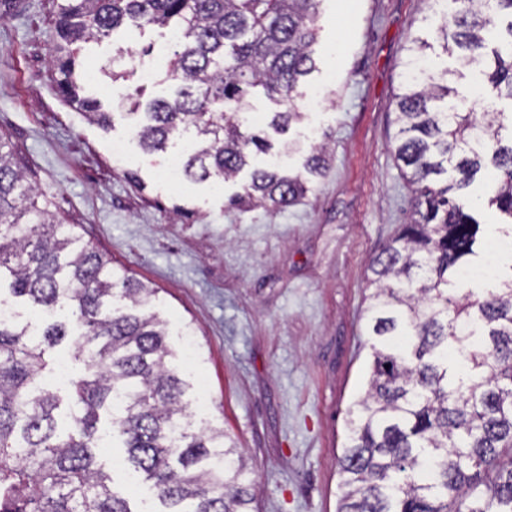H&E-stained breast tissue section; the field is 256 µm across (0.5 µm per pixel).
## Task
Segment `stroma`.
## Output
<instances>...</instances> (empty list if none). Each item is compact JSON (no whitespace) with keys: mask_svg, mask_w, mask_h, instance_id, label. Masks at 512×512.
Wrapping results in <instances>:
<instances>
[{"mask_svg":"<svg viewBox=\"0 0 512 512\" xmlns=\"http://www.w3.org/2000/svg\"><path fill=\"white\" fill-rule=\"evenodd\" d=\"M64 0H16L0 11V138L8 141L39 206L73 225L114 269L154 288L151 311L166 320L168 345L190 384L193 419L222 428L248 462L255 512H336L338 460L348 411L364 394L370 361L364 309L371 259L405 223L412 186L394 157L397 96L408 49L423 45L435 71L475 113L512 101L471 76H457L442 49L429 0H321L315 71L294 94L303 112L274 146L297 172L311 148L329 150L324 175L306 196L279 209L230 205L248 172L213 182L173 184L171 155L144 153L129 124L90 123L58 94L51 62ZM177 45L168 30L129 27L90 45L86 86L105 110L143 88L167 97L169 83L112 80L124 50L163 73ZM125 146L123 158L113 144ZM99 456L112 488L133 512H158L149 483L122 464L111 423Z\"/></svg>","mask_w":512,"mask_h":512,"instance_id":"obj_1","label":"stroma"}]
</instances>
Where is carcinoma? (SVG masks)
Segmentation results:
<instances>
[{
    "instance_id": "cac0c4a2",
    "label": "carcinoma",
    "mask_w": 512,
    "mask_h": 512,
    "mask_svg": "<svg viewBox=\"0 0 512 512\" xmlns=\"http://www.w3.org/2000/svg\"><path fill=\"white\" fill-rule=\"evenodd\" d=\"M321 0H68L55 66L65 101L103 128L113 113L83 93L76 45L127 22L179 34L165 80L168 99L130 96L135 134L148 153L176 135L196 148L192 182L250 168L240 207L284 208L325 169L315 149L303 171L282 174L252 158L272 148L242 108L261 88L282 109L267 126L302 120L291 104L315 69L311 46ZM441 27L476 80L512 99V0H457ZM449 70L406 78L398 95L396 158L410 170L415 208L375 257L366 308L372 363L365 396L348 411L336 512H512V255L497 282L458 295L454 274L487 244L466 190L485 175L488 206L512 220V113L461 111ZM46 315L41 338L14 315L0 319V512H133L98 461L97 424L112 413L126 461L157 491L162 512H251L252 480L236 444L195 426L188 383L171 365L166 322L143 310L155 289L114 271L110 259L38 206L12 146L0 140V285ZM81 329L80 372L59 394L47 382L54 349ZM482 337L479 347L473 338Z\"/></svg>"
}]
</instances>
